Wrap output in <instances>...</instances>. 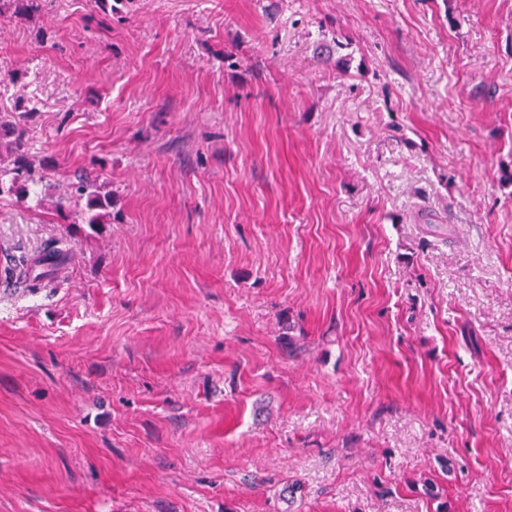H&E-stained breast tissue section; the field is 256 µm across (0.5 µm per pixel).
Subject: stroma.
<instances>
[{
    "label": "stroma",
    "instance_id": "1",
    "mask_svg": "<svg viewBox=\"0 0 512 512\" xmlns=\"http://www.w3.org/2000/svg\"><path fill=\"white\" fill-rule=\"evenodd\" d=\"M0 115V252L69 248L0 289V512H512V0H43ZM33 173L32 162L25 155L20 154L13 169L0 170V195L8 193L22 198L29 196V182L33 183ZM55 206L58 209L65 207V204L72 198L86 199V209L81 216L82 224L93 227L97 224H106L110 218L112 198L104 191L101 184L95 181L81 180L77 183L61 185L56 195ZM46 253L49 258L53 260V263L46 269H40L39 272L34 268H26V259L24 258L17 265L20 276L25 278V282L29 283L30 288H36L39 281L53 274V272L65 262L69 251L65 247L56 245V249L48 250Z\"/></svg>",
    "mask_w": 512,
    "mask_h": 512
}]
</instances>
